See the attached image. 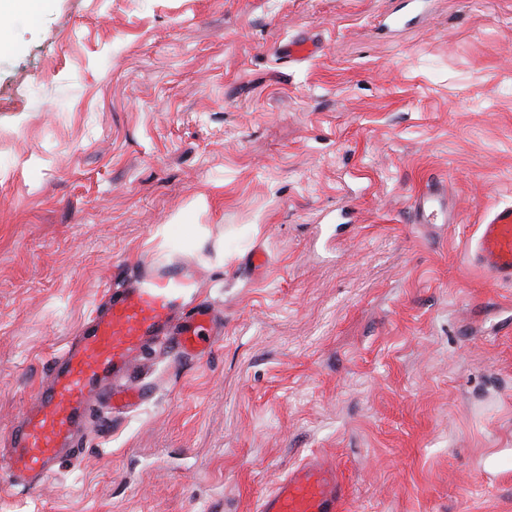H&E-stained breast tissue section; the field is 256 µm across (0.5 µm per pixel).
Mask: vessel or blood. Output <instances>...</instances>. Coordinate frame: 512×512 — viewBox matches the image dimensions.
<instances>
[{
    "mask_svg": "<svg viewBox=\"0 0 512 512\" xmlns=\"http://www.w3.org/2000/svg\"><path fill=\"white\" fill-rule=\"evenodd\" d=\"M417 224H451L455 215L442 200L439 182L427 180L412 199ZM473 261L498 283H512V205L488 211L474 241ZM180 259L149 262L138 274L119 279L102 303L54 358V368L35 396L36 410L11 431L0 450V468L11 485L37 488L53 473L65 447L74 446L107 383L127 378L136 356L158 346L179 357L211 347L203 333L216 322L210 304L186 305L195 286ZM347 484L335 463L313 458L263 495L257 512H346Z\"/></svg>",
    "mask_w": 512,
    "mask_h": 512,
    "instance_id": "obj_1",
    "label": "vessel or blood"
}]
</instances>
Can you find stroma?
<instances>
[{
  "instance_id": "stroma-1",
  "label": "stroma",
  "mask_w": 512,
  "mask_h": 512,
  "mask_svg": "<svg viewBox=\"0 0 512 512\" xmlns=\"http://www.w3.org/2000/svg\"><path fill=\"white\" fill-rule=\"evenodd\" d=\"M41 0L0 27V443L122 270L183 257L224 335L134 362L0 512H256L318 457L350 512H512V0ZM320 43L293 61L288 40ZM456 223L415 224L428 177ZM263 252L264 270L251 267ZM472 257L496 283H512V205L500 206L485 214Z\"/></svg>"
}]
</instances>
